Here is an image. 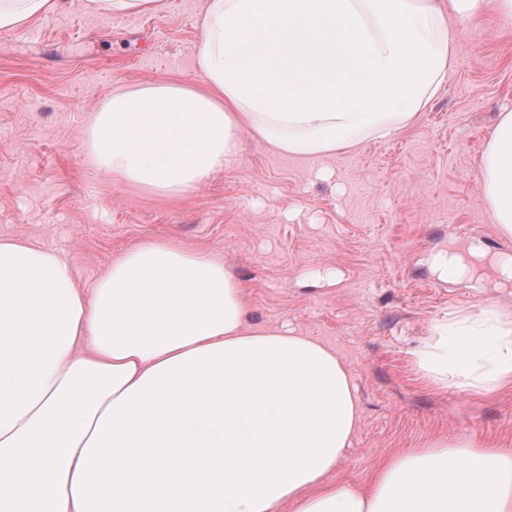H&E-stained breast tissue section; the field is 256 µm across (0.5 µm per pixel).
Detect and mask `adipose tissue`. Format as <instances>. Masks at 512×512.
I'll list each match as a JSON object with an SVG mask.
<instances>
[{"label":"adipose tissue","instance_id":"ef3b65f1","mask_svg":"<svg viewBox=\"0 0 512 512\" xmlns=\"http://www.w3.org/2000/svg\"><path fill=\"white\" fill-rule=\"evenodd\" d=\"M61 0H0V29ZM512 28V0H205L195 84L115 88L85 130L91 162L181 198L242 134L300 159L406 127L447 81L461 29ZM512 235V112L481 161ZM436 271L512 280V256L449 249ZM441 387L512 383V316L486 308L416 352ZM361 421L347 365L250 323L222 259L157 240L80 287L54 250L0 240V512H512V452L440 442L365 488L330 481Z\"/></svg>","mask_w":512,"mask_h":512}]
</instances>
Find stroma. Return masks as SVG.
I'll return each mask as SVG.
<instances>
[{
  "label": "stroma",
  "mask_w": 512,
  "mask_h": 512,
  "mask_svg": "<svg viewBox=\"0 0 512 512\" xmlns=\"http://www.w3.org/2000/svg\"><path fill=\"white\" fill-rule=\"evenodd\" d=\"M204 3L104 14L64 0L0 30V239L55 250L85 288L150 240L221 257L253 324L311 337L349 366L362 419L338 482L365 486L382 461L432 442L512 450V387L444 389L414 357L451 316L512 313V283L434 268L452 242L512 255L480 170L499 113L512 111V31L490 15L463 29L447 82L390 137L302 160L246 133L230 165L167 201L94 168L83 126L117 86L198 81Z\"/></svg>",
  "instance_id": "obj_1"
}]
</instances>
